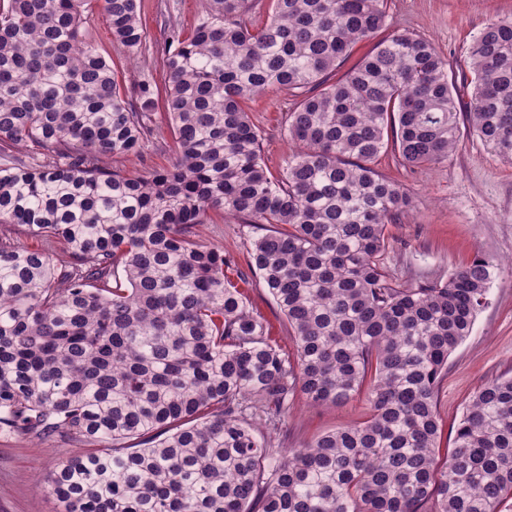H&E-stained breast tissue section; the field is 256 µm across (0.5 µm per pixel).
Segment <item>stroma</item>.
Here are the masks:
<instances>
[{"label":"stroma","mask_w":512,"mask_h":512,"mask_svg":"<svg viewBox=\"0 0 512 512\" xmlns=\"http://www.w3.org/2000/svg\"><path fill=\"white\" fill-rule=\"evenodd\" d=\"M200 0H140L146 49L127 59L112 43L99 13H92L84 33L111 59L127 82L142 78L164 86L163 30L171 24L183 33L195 26ZM395 27L435 44L449 59L456 85L468 73V47L486 20L512 15V0H388ZM294 105L285 91H268L252 99L250 117L262 136V155L279 173L293 150L283 133L286 112ZM174 158V141L163 132L159 146L142 156L116 157L114 168L144 173ZM376 170L406 187L412 203L399 223L390 225L384 264L410 287L445 280L483 254L500 266L470 336L448 359V371L437 394L442 448L453 446L454 429L473 394L486 382L512 371V163L487 150L474 137L439 164L416 168L399 165L392 151L381 153ZM202 241L234 257L250 304L267 321L272 336L292 350L290 330L258 274L246 262L251 230L219 215L200 228ZM364 398L343 405L315 406L297 401L289 418L286 447L298 448L317 436L364 418ZM66 441H30L0 434V512H56L58 504L46 480L59 458L71 453Z\"/></svg>","instance_id":"stroma-1"}]
</instances>
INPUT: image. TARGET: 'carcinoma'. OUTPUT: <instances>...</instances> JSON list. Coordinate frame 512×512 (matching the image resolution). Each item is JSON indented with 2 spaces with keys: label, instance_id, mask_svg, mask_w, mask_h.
Returning <instances> with one entry per match:
<instances>
[{
  "label": "carcinoma",
  "instance_id": "cac0c4a2",
  "mask_svg": "<svg viewBox=\"0 0 512 512\" xmlns=\"http://www.w3.org/2000/svg\"><path fill=\"white\" fill-rule=\"evenodd\" d=\"M87 2L0 0V433L78 445L47 482L60 512H500L512 376L476 392L442 459L437 413L496 264L399 282L382 255L411 196L374 163L390 147L440 163L463 125L512 161V17L473 38L462 112L448 59L387 0H271L261 24L255 0H202L166 41L176 157L146 176L109 160L153 142L158 87H125L83 39ZM96 2L113 44L141 53L138 0ZM269 89L297 97L276 176L246 111ZM212 212L259 232L247 263L293 354L201 241ZM15 226L63 255L15 244ZM363 393L365 419L274 445L296 397Z\"/></svg>",
  "mask_w": 512,
  "mask_h": 512
}]
</instances>
